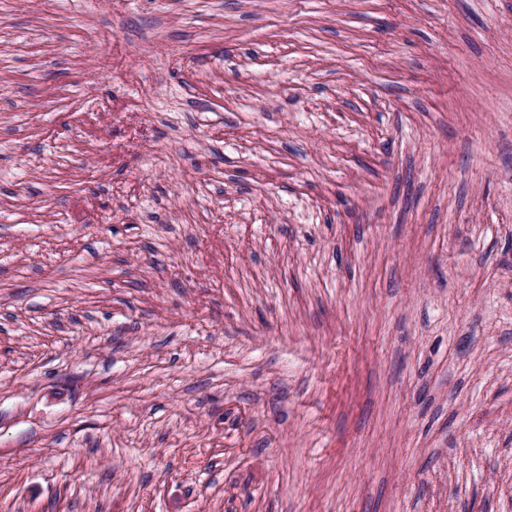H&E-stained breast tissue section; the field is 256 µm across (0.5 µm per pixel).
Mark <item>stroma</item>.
Segmentation results:
<instances>
[{"mask_svg":"<svg viewBox=\"0 0 512 512\" xmlns=\"http://www.w3.org/2000/svg\"><path fill=\"white\" fill-rule=\"evenodd\" d=\"M0 512H512V0H0Z\"/></svg>","mask_w":512,"mask_h":512,"instance_id":"1","label":"stroma"}]
</instances>
